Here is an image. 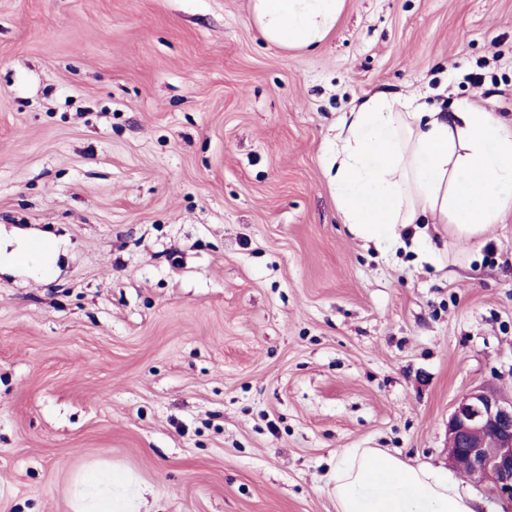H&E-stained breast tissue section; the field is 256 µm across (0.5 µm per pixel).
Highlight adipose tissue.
<instances>
[{
    "mask_svg": "<svg viewBox=\"0 0 512 512\" xmlns=\"http://www.w3.org/2000/svg\"><path fill=\"white\" fill-rule=\"evenodd\" d=\"M345 0H251L262 36L284 48L320 43ZM329 178L342 221L378 245L401 229L443 224L471 239L512 210V122L462 102L440 112L377 93L344 113L327 145ZM327 493L336 512H478V501L447 471L411 465L379 448H343ZM147 486L120 472L83 479L75 512H140Z\"/></svg>",
    "mask_w": 512,
    "mask_h": 512,
    "instance_id": "1",
    "label": "adipose tissue"
}]
</instances>
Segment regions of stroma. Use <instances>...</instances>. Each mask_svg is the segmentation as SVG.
<instances>
[{
    "label": "stroma",
    "mask_w": 512,
    "mask_h": 512,
    "mask_svg": "<svg viewBox=\"0 0 512 512\" xmlns=\"http://www.w3.org/2000/svg\"><path fill=\"white\" fill-rule=\"evenodd\" d=\"M422 90L511 120L512 0H345L291 49L250 0H0V512L94 462L149 512H335L341 448L448 468L455 404L512 394V211L381 252L325 161Z\"/></svg>",
    "instance_id": "1"
}]
</instances>
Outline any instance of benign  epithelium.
Here are the masks:
<instances>
[{
  "mask_svg": "<svg viewBox=\"0 0 512 512\" xmlns=\"http://www.w3.org/2000/svg\"><path fill=\"white\" fill-rule=\"evenodd\" d=\"M448 459L491 499L512 505V396L470 391L448 420Z\"/></svg>",
  "mask_w": 512,
  "mask_h": 512,
  "instance_id": "1",
  "label": "benign epithelium"
}]
</instances>
